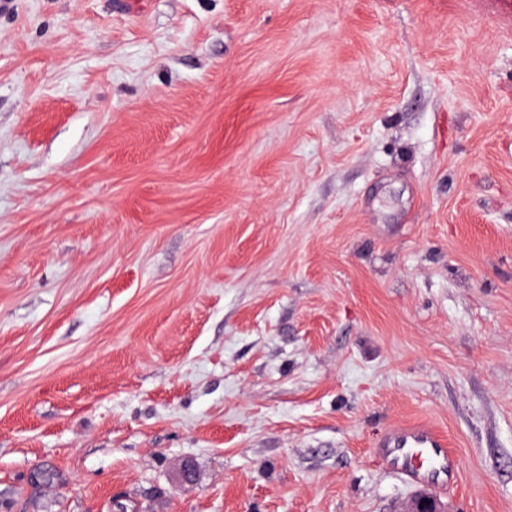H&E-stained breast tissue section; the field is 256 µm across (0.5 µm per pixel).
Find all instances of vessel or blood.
<instances>
[{
	"label": "vessel or blood",
	"instance_id": "b4317fda",
	"mask_svg": "<svg viewBox=\"0 0 512 512\" xmlns=\"http://www.w3.org/2000/svg\"><path fill=\"white\" fill-rule=\"evenodd\" d=\"M378 455L398 475L416 486H444L458 474L457 461L446 438L424 424L388 429L378 441Z\"/></svg>",
	"mask_w": 512,
	"mask_h": 512
}]
</instances>
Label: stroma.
<instances>
[{"label":"stroma","mask_w":512,"mask_h":512,"mask_svg":"<svg viewBox=\"0 0 512 512\" xmlns=\"http://www.w3.org/2000/svg\"><path fill=\"white\" fill-rule=\"evenodd\" d=\"M416 422L512 512V0H0V512H394Z\"/></svg>","instance_id":"35a3bbf8"}]
</instances>
